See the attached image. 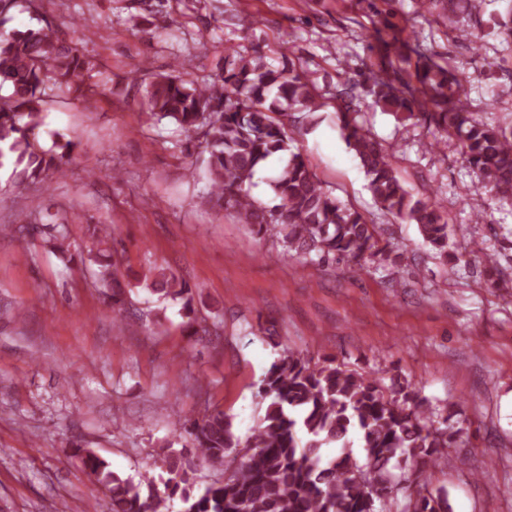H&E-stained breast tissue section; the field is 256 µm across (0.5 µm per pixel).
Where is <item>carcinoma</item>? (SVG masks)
Masks as SVG:
<instances>
[{
    "instance_id": "cac0c4a2",
    "label": "carcinoma",
    "mask_w": 512,
    "mask_h": 512,
    "mask_svg": "<svg viewBox=\"0 0 512 512\" xmlns=\"http://www.w3.org/2000/svg\"><path fill=\"white\" fill-rule=\"evenodd\" d=\"M484 3L448 0V32L481 41L458 22L463 13H480ZM491 29L511 45L512 10L494 16ZM367 33L379 64L341 73L336 85V98L344 104L338 112L344 140L382 214L416 225L432 258L446 263L454 234L447 213L436 200L416 198L404 186L389 150L352 106L370 97L404 121L435 125L442 139L461 145L478 177L477 193L490 191L507 201H512V126L478 119L465 74L441 63L406 29L374 27ZM413 55L415 72L405 78L395 63ZM94 69L95 63L49 23L0 33V88L8 87L0 96V166H12L18 188L65 173L76 144L68 140L45 149L37 130L49 99L91 91L83 77ZM140 71L150 81H133L127 96L150 116L173 121L185 137V150L198 151L209 180L205 204L233 213L256 234L322 266L344 261L356 271L403 263V254L382 243L373 220L332 197L306 158L291 150L295 135L312 127L323 107L318 86L302 68L292 62L276 67L254 49L232 52L201 81L153 75L145 65ZM286 152L288 161L271 182L279 203L269 208L251 196L252 180L258 167ZM38 234L66 262L95 267L108 307L121 312L129 284L122 257L108 246L109 225L94 226L92 247L85 252H71L63 223L42 224ZM470 254L496 270L501 287H509L512 279L501 270L498 255L475 242ZM137 284L180 303L190 334L209 333L197 316L192 289L172 270L153 267ZM259 394L267 401L265 414L243 442L222 411L182 423L193 453L224 467V477L199 493L182 453L172 448L163 449L162 492L149 474L137 483L124 478L89 448H76L75 456L110 492L112 512H172L176 499L180 512H451L448 492L429 487L428 478L440 465L465 463L457 452L462 429L447 416L435 425L431 405L412 384L394 380L387 386L342 367L334 357L313 364L287 350L262 378ZM354 438L364 449L363 464L352 449ZM323 448H338L340 454L328 459ZM407 485L416 486L415 494L398 499Z\"/></svg>"
}]
</instances>
